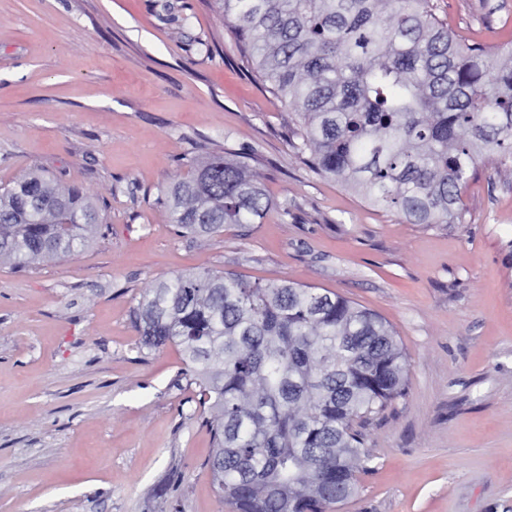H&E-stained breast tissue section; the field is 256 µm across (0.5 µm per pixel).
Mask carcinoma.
<instances>
[{
	"label": "carcinoma",
	"instance_id": "obj_1",
	"mask_svg": "<svg viewBox=\"0 0 512 512\" xmlns=\"http://www.w3.org/2000/svg\"><path fill=\"white\" fill-rule=\"evenodd\" d=\"M314 171L408 224H456L480 163L512 158V41L465 44L430 0H221ZM161 194L182 236L272 208L243 162L190 161ZM104 223L77 189L30 173L0 187V261L61 258ZM143 345L181 347L209 406L216 493L231 512H329L369 454L355 425L401 396L406 360L378 315L288 282L226 271L159 281L135 310Z\"/></svg>",
	"mask_w": 512,
	"mask_h": 512
}]
</instances>
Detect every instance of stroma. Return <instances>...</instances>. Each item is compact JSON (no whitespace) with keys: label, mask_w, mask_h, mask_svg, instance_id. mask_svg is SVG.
Here are the masks:
<instances>
[{"label":"stroma","mask_w":512,"mask_h":512,"mask_svg":"<svg viewBox=\"0 0 512 512\" xmlns=\"http://www.w3.org/2000/svg\"><path fill=\"white\" fill-rule=\"evenodd\" d=\"M462 41L512 38V0H431ZM218 0H0V184L38 171L106 219L68 257L0 263V512H231L179 347L133 310L164 278L223 270L382 317L403 396L370 417L358 494L333 512H512V158L479 167L457 224H408L292 148ZM245 158L277 207L180 236L160 189Z\"/></svg>","instance_id":"35a3bbf8"}]
</instances>
